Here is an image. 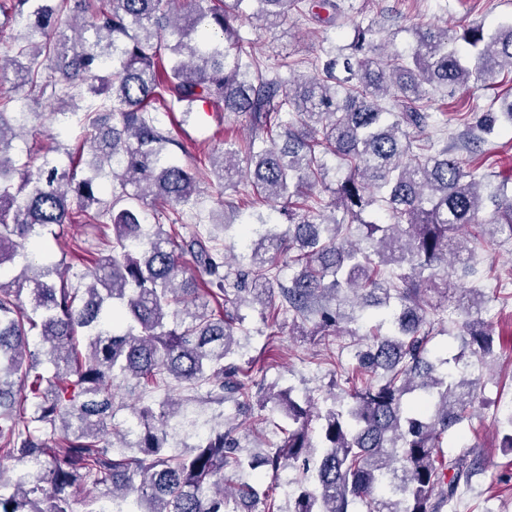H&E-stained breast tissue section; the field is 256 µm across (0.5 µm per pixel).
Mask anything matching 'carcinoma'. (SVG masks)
Instances as JSON below:
<instances>
[{"label": "carcinoma", "mask_w": 512, "mask_h": 512, "mask_svg": "<svg viewBox=\"0 0 512 512\" xmlns=\"http://www.w3.org/2000/svg\"><path fill=\"white\" fill-rule=\"evenodd\" d=\"M243 0H13L23 31L11 49L16 79L29 95L51 101L86 93L78 153L91 151L82 175L43 154L18 162L13 140L37 113L16 100L11 116L0 102V269L22 265L0 283V512H274L270 489L224 487V470H302L313 485L292 512H441L473 465L448 460L441 448L465 420L478 394L467 356L490 359L485 322L462 325L461 350L432 356L428 293L448 297L445 269L475 273L470 241L512 238L508 181L492 183L455 154L416 143L431 126L430 91L491 82L512 73V24L486 33L480 25L457 36L448 27L415 32L406 49L380 37L377 22L353 28L349 53L327 55L311 76L282 58L270 66L239 35ZM252 17L269 25L301 10L303 0H253ZM212 112L245 113L254 165L252 192L281 203L286 227L261 224L249 256L251 278L230 279L218 237L184 223L197 183L207 172L169 157L181 147L157 117L179 112L195 120ZM512 122V101L467 127L475 153L500 120ZM346 168L331 188L341 217L327 221L310 204L328 186L323 154ZM226 148L212 173L241 174ZM112 179L119 190L98 197ZM153 206L169 222L143 224ZM77 207L88 224L112 225L94 265L76 282L57 280L52 263L31 276L27 247L41 231L71 222ZM491 208L487 218L480 213ZM360 238L352 239L353 230ZM190 256L207 276L200 300ZM294 268L270 295L272 271ZM280 315L314 312L328 332L364 317L391 325L363 336L356 370L340 372L350 401L313 414L291 391L252 393L248 372L230 362L237 340L224 294ZM37 339L52 370L37 369ZM142 391L205 388L213 403L242 411L255 400L280 407L283 444L264 456L241 454L239 424L213 428L174 452L168 436L191 415L183 400L143 404L134 426L113 423L112 383ZM318 420L317 428L311 427ZM112 440H107V435ZM318 448V455L312 449ZM453 475H448V472Z\"/></svg>", "instance_id": "carcinoma-1"}]
</instances>
